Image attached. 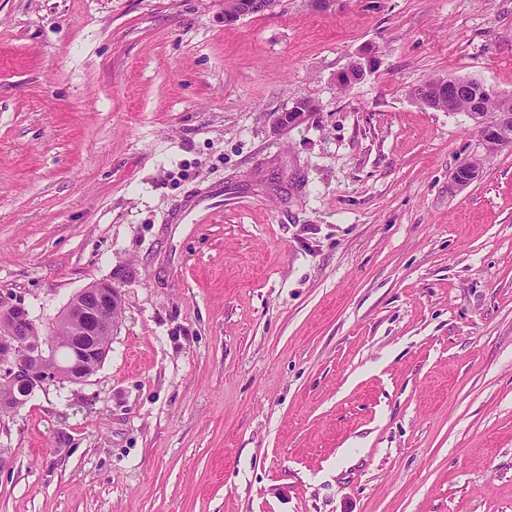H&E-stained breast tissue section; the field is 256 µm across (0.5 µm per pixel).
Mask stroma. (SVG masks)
<instances>
[{"label": "stroma", "mask_w": 512, "mask_h": 512, "mask_svg": "<svg viewBox=\"0 0 512 512\" xmlns=\"http://www.w3.org/2000/svg\"><path fill=\"white\" fill-rule=\"evenodd\" d=\"M437 76L512 95V0H0V304L122 299L0 512H512V147ZM240 1L235 5L224 3L225 22L237 21L241 17L251 15L256 12H265L270 10L273 4L272 0H232ZM257 14V13H256ZM375 68V60L372 56L359 54L349 59L345 67L337 74L336 82L339 86H345L354 75L366 77ZM446 79L447 78L445 77L431 79L420 86V92L425 94L426 97L436 98L442 89L443 82H445L442 94L447 96L448 100L445 99L443 102H437L436 108H448L447 110L445 109V111L448 112H454L455 110V112L467 113L479 106L490 123L495 122L498 113L502 112L504 108L508 109L509 112L500 113L498 120L494 125H488L484 121L482 113L478 109L471 112L469 118L472 120V126L483 144L490 138L494 137L492 132L495 133L503 129L512 128V113H510L512 111V96H500L493 90H491V92H486L484 90V85L475 79L465 77H448V80ZM449 80L463 81L470 89L466 95H463L455 102V106L454 97L457 89V83L455 81H450L448 83ZM412 96L414 97L412 98L413 100L423 106L436 109L434 105L421 97L416 90L412 91ZM317 104L308 97H300L292 102L291 107L277 113L272 124L279 127L288 122L299 123L305 120L311 112L317 111Z\"/></svg>", "instance_id": "obj_1"}]
</instances>
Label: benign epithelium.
I'll list each match as a JSON object with an SVG mask.
<instances>
[{"mask_svg": "<svg viewBox=\"0 0 512 512\" xmlns=\"http://www.w3.org/2000/svg\"><path fill=\"white\" fill-rule=\"evenodd\" d=\"M273 0H240L224 5V22L270 9ZM375 68L373 57L359 54L349 59L337 74L336 82L346 85L353 76L366 77ZM317 111V104L300 97L291 107L276 114V127L299 123ZM481 142L492 134L512 128V113H500L495 124H487L478 110L470 115ZM117 290L108 282H95L76 293L56 319L58 324L74 322L77 329L69 336L46 341V332L28 310L20 305L0 307V413L25 405L37 390L69 382L82 384L95 372L109 351L105 338L117 329Z\"/></svg>", "mask_w": 512, "mask_h": 512, "instance_id": "1", "label": "benign epithelium"}]
</instances>
